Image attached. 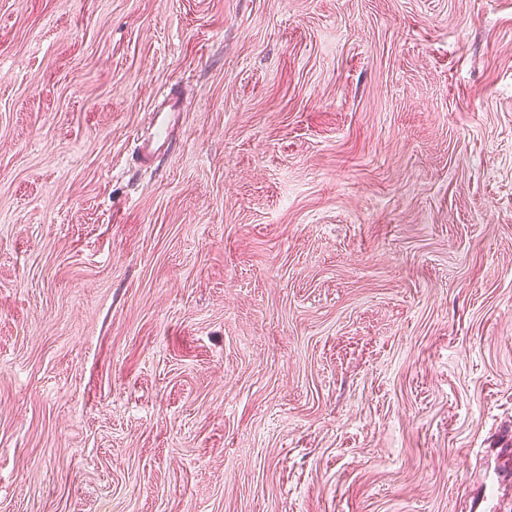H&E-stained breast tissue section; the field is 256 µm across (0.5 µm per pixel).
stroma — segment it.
Masks as SVG:
<instances>
[{
    "instance_id": "obj_1",
    "label": "stroma",
    "mask_w": 512,
    "mask_h": 512,
    "mask_svg": "<svg viewBox=\"0 0 512 512\" xmlns=\"http://www.w3.org/2000/svg\"><path fill=\"white\" fill-rule=\"evenodd\" d=\"M0 512H512V0H0ZM180 112L182 103L179 97L170 91L156 110L151 112L153 131L139 140L135 153L136 161H149L161 152L166 143L167 131L176 123Z\"/></svg>"
}]
</instances>
